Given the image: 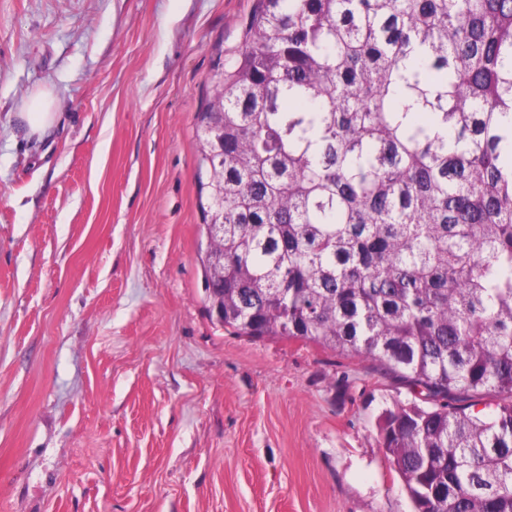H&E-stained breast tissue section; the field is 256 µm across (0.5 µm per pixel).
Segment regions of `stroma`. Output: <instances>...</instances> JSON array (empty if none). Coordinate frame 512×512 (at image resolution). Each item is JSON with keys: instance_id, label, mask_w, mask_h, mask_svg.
Returning <instances> with one entry per match:
<instances>
[{"instance_id": "stroma-1", "label": "stroma", "mask_w": 512, "mask_h": 512, "mask_svg": "<svg viewBox=\"0 0 512 512\" xmlns=\"http://www.w3.org/2000/svg\"><path fill=\"white\" fill-rule=\"evenodd\" d=\"M255 5L0 0V512H412L395 376L206 309L194 123ZM55 108L56 98L50 92H39L31 97L27 112H20L30 134L43 137L52 132L58 113L54 112Z\"/></svg>"}]
</instances>
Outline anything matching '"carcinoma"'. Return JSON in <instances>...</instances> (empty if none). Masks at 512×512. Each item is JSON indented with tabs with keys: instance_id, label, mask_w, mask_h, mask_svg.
<instances>
[{
	"instance_id": "obj_1",
	"label": "carcinoma",
	"mask_w": 512,
	"mask_h": 512,
	"mask_svg": "<svg viewBox=\"0 0 512 512\" xmlns=\"http://www.w3.org/2000/svg\"><path fill=\"white\" fill-rule=\"evenodd\" d=\"M510 113L512 0H259L197 114L207 304L421 397L380 430L414 512H512Z\"/></svg>"
}]
</instances>
